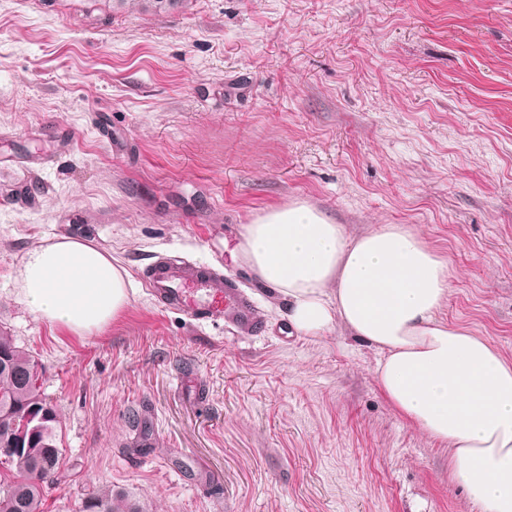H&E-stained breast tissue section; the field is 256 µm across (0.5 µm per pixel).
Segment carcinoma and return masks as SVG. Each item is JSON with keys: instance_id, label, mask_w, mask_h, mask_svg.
Here are the masks:
<instances>
[{"instance_id": "cac0c4a2", "label": "carcinoma", "mask_w": 512, "mask_h": 512, "mask_svg": "<svg viewBox=\"0 0 512 512\" xmlns=\"http://www.w3.org/2000/svg\"><path fill=\"white\" fill-rule=\"evenodd\" d=\"M0 358L8 361V366L0 368V416L7 411L15 416L12 425L0 422V447L21 444L19 452L0 456V464L7 465L11 472L10 479L0 481V512H44L45 488L54 482L64 460L58 414L52 411V416L41 422V428L31 433L32 424L25 421V412L51 406L41 390L35 359L2 331ZM83 512L116 510L111 498L97 496L85 502Z\"/></svg>"}]
</instances>
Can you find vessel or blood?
<instances>
[{"instance_id": "vessel-or-blood-1", "label": "vessel or blood", "mask_w": 512, "mask_h": 512, "mask_svg": "<svg viewBox=\"0 0 512 512\" xmlns=\"http://www.w3.org/2000/svg\"><path fill=\"white\" fill-rule=\"evenodd\" d=\"M143 283L158 301L194 320L248 332L259 328L252 300L233 285H220L211 268L160 259L150 266Z\"/></svg>"}]
</instances>
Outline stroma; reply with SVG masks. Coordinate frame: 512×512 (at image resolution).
<instances>
[{
  "label": "stroma",
  "instance_id": "obj_1",
  "mask_svg": "<svg viewBox=\"0 0 512 512\" xmlns=\"http://www.w3.org/2000/svg\"><path fill=\"white\" fill-rule=\"evenodd\" d=\"M296 201L352 236L416 230L449 265L440 318L512 362V0H0V330L59 417L48 512L104 488L139 512H481L385 398L380 352L295 333L233 261ZM62 236L133 281L84 336L20 297L27 252ZM163 254L223 270L259 330L153 300Z\"/></svg>",
  "mask_w": 512,
  "mask_h": 512
}]
</instances>
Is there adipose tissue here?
<instances>
[{"label": "adipose tissue", "instance_id": "adipose-tissue-1", "mask_svg": "<svg viewBox=\"0 0 512 512\" xmlns=\"http://www.w3.org/2000/svg\"><path fill=\"white\" fill-rule=\"evenodd\" d=\"M236 257L287 297L298 333L339 327L379 350L375 374L390 403L447 443L455 476L482 512H512V363L439 318L448 264L417 232L381 224L352 237L295 202L245 225ZM19 284L33 314L82 336L124 309L131 281L109 254L62 237L27 254Z\"/></svg>", "mask_w": 512, "mask_h": 512}]
</instances>
